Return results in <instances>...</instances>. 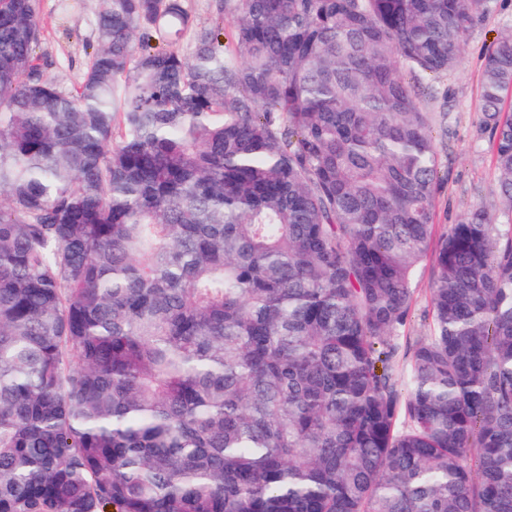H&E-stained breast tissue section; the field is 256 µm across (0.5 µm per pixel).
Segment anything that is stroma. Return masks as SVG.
<instances>
[{
	"mask_svg": "<svg viewBox=\"0 0 512 512\" xmlns=\"http://www.w3.org/2000/svg\"><path fill=\"white\" fill-rule=\"evenodd\" d=\"M69 12H62L61 0H41L42 41L39 53L44 72L63 88L72 89L82 81L95 43L97 0H74ZM512 29V0H497V8L470 29L455 70L433 79L437 98L420 92L424 111L433 113L432 135L439 153L440 173L435 193L433 222L435 235L445 234L450 225L473 208L484 209L491 223L503 221L506 208L499 192L492 141L481 132L480 88L484 56L500 33ZM434 262L425 260L413 285L410 315L399 342L409 349L429 332L430 288Z\"/></svg>",
	"mask_w": 512,
	"mask_h": 512,
	"instance_id": "obj_1",
	"label": "stroma"
}]
</instances>
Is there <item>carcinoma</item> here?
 I'll return each mask as SVG.
<instances>
[{
	"label": "carcinoma",
	"mask_w": 512,
	"mask_h": 512,
	"mask_svg": "<svg viewBox=\"0 0 512 512\" xmlns=\"http://www.w3.org/2000/svg\"><path fill=\"white\" fill-rule=\"evenodd\" d=\"M496 2L99 0L66 91L40 0H0V512H512V29L497 227L433 242L406 79ZM434 279V262L429 257L420 265L413 285V303L406 325L401 330L399 342L402 353L429 332L431 322L430 288Z\"/></svg>",
	"instance_id": "obj_1"
}]
</instances>
